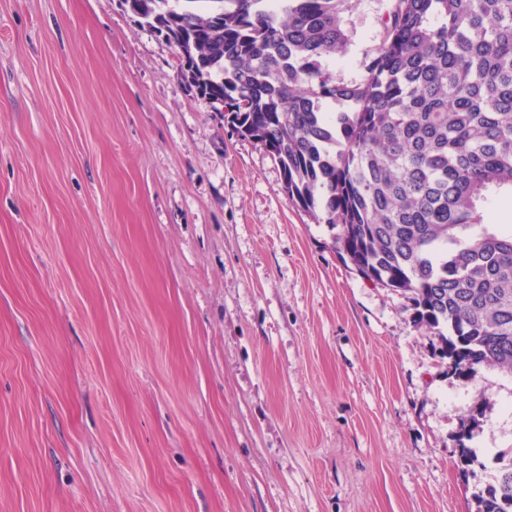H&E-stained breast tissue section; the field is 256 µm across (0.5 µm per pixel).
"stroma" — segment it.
I'll use <instances>...</instances> for the list:
<instances>
[{"instance_id":"stroma-1","label":"stroma","mask_w":512,"mask_h":512,"mask_svg":"<svg viewBox=\"0 0 512 512\" xmlns=\"http://www.w3.org/2000/svg\"><path fill=\"white\" fill-rule=\"evenodd\" d=\"M337 237L121 0H0V512H474L512 373L449 372ZM486 409V405L481 403L480 405L475 406L470 416L467 418L468 422V430L466 435L463 438H460V448H466V450H461L459 452V462L461 465L462 471L469 472V467L478 462L476 452L473 448L468 447L462 439H466L470 441L474 436V433L478 430L481 424V419L484 415V411Z\"/></svg>"}]
</instances>
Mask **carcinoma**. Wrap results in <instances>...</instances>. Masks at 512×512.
<instances>
[{
    "instance_id": "1",
    "label": "carcinoma",
    "mask_w": 512,
    "mask_h": 512,
    "mask_svg": "<svg viewBox=\"0 0 512 512\" xmlns=\"http://www.w3.org/2000/svg\"><path fill=\"white\" fill-rule=\"evenodd\" d=\"M180 51L182 75L277 161L288 197L360 274L406 296L462 375L512 372V0H389L359 82L330 63L352 0H122ZM485 404L467 418L464 439ZM475 512H512V451Z\"/></svg>"
}]
</instances>
